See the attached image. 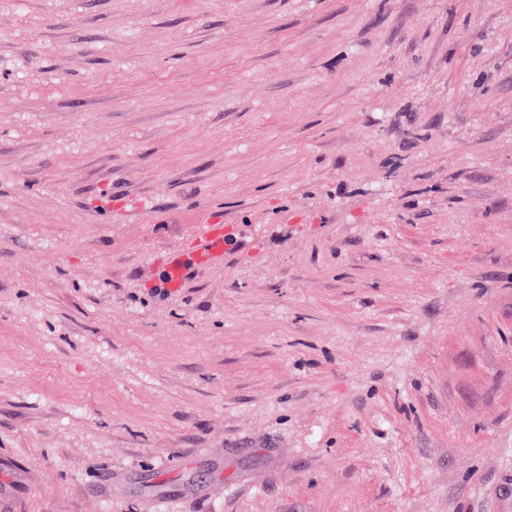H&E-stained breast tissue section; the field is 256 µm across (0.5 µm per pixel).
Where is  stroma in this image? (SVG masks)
I'll return each instance as SVG.
<instances>
[{"label":"stroma","instance_id":"obj_1","mask_svg":"<svg viewBox=\"0 0 512 512\" xmlns=\"http://www.w3.org/2000/svg\"><path fill=\"white\" fill-rule=\"evenodd\" d=\"M0 512H512V0H0ZM225 231L223 221H207L201 225L200 235L190 243L191 262L210 264L224 257Z\"/></svg>","mask_w":512,"mask_h":512}]
</instances>
